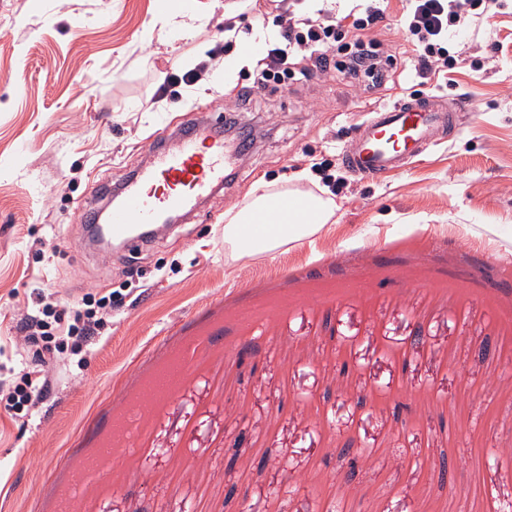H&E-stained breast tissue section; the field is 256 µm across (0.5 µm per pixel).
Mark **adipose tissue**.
<instances>
[{
  "mask_svg": "<svg viewBox=\"0 0 512 512\" xmlns=\"http://www.w3.org/2000/svg\"><path fill=\"white\" fill-rule=\"evenodd\" d=\"M287 203L280 229L252 241L239 237L237 227L244 211L265 212L277 203ZM337 205L332 198L298 186L274 189L257 182L243 210L227 211L224 215V251L235 260L258 255L274 256L282 247L299 243L319 234L335 216Z\"/></svg>",
  "mask_w": 512,
  "mask_h": 512,
  "instance_id": "1",
  "label": "adipose tissue"
}]
</instances>
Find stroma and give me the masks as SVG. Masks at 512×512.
I'll return each instance as SVG.
<instances>
[{"instance_id":"stroma-1","label":"stroma","mask_w":512,"mask_h":512,"mask_svg":"<svg viewBox=\"0 0 512 512\" xmlns=\"http://www.w3.org/2000/svg\"><path fill=\"white\" fill-rule=\"evenodd\" d=\"M406 5L389 0L373 33L394 57L389 84L335 72L269 85L266 111L239 116L260 138L235 182L148 246L103 255L82 242L78 200L140 166L189 112L223 115L252 80L242 50L260 34L244 0H197L189 39L164 28L161 0H0V349L14 353L38 291L65 308L119 287L125 260L138 271L137 300L107 320L82 377L46 355L55 389L39 415L0 409V512H56L74 484L71 512H512V0L463 28L441 86L411 78L399 52ZM175 61L211 73L181 103L143 107ZM412 94L469 110L446 144L360 180L342 159L351 128ZM322 162L345 183L313 244L226 260L225 211L260 180L302 175L323 191ZM208 326L222 343L145 418L135 452L117 453L111 481L84 478L102 411L134 404ZM351 438L372 463L349 484Z\"/></svg>"}]
</instances>
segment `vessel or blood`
<instances>
[{
  "label": "vessel or blood",
  "mask_w": 512,
  "mask_h": 512,
  "mask_svg": "<svg viewBox=\"0 0 512 512\" xmlns=\"http://www.w3.org/2000/svg\"><path fill=\"white\" fill-rule=\"evenodd\" d=\"M462 110V104L451 106L438 96L400 98L374 109L368 121L354 127L343 150L345 164L362 180L383 177L445 141ZM222 129V120L201 115L175 140L150 142L147 161L109 199L96 235L99 245L141 248L167 231L169 216L191 215L221 188L234 165L225 150ZM211 345L210 338H200L162 366L161 374L186 381ZM140 432L138 413L113 417L100 454L126 447Z\"/></svg>",
  "instance_id": "1"
}]
</instances>
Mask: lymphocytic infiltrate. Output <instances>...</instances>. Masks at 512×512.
<instances>
[{"instance_id":"obj_1","label":"lymphocytic infiltrate","mask_w":512,"mask_h":512,"mask_svg":"<svg viewBox=\"0 0 512 512\" xmlns=\"http://www.w3.org/2000/svg\"><path fill=\"white\" fill-rule=\"evenodd\" d=\"M500 0H408L400 23L407 33L405 42L414 58L415 77L447 74L456 63L450 47L458 32L472 19L474 6H481L485 17H492ZM259 25L272 24L279 31L264 36L257 51L259 59L250 85L242 88L239 98L253 96L272 83L287 84L289 78L310 79L313 74L337 68L347 76L370 79L380 87L388 81V70L375 51L368 35L385 19L381 0H367L366 5L349 12L347 18L333 16L319 9L307 16L290 12L254 15ZM353 31V50L347 61H334L331 49L342 24ZM133 293L128 284L104 293H85L73 305L70 317H62L45 294H37L16 325L34 361L45 354L58 356L64 366L83 370L87 357L103 336L106 320L126 307ZM54 390L53 379L44 371H27L19 376L0 378V405L12 419H31Z\"/></svg>"}]
</instances>
